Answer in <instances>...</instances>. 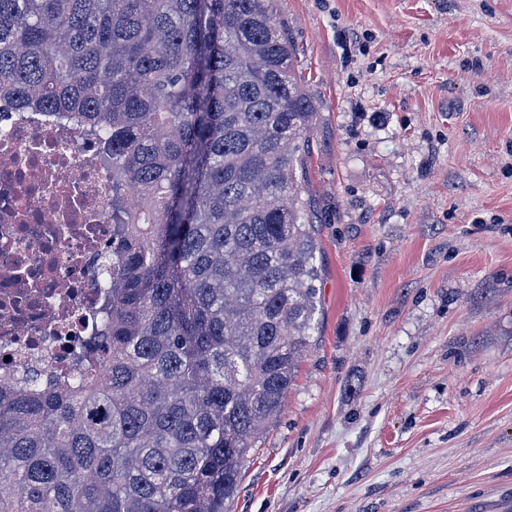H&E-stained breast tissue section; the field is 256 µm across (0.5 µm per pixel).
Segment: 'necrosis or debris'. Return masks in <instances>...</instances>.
Instances as JSON below:
<instances>
[{"mask_svg":"<svg viewBox=\"0 0 512 512\" xmlns=\"http://www.w3.org/2000/svg\"><path fill=\"white\" fill-rule=\"evenodd\" d=\"M105 142L76 119L0 99V381L69 373L110 301Z\"/></svg>","mask_w":512,"mask_h":512,"instance_id":"4bbe7bcc","label":"necrosis or debris"}]
</instances>
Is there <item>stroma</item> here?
Masks as SVG:
<instances>
[{"label": "stroma", "mask_w": 512, "mask_h": 512, "mask_svg": "<svg viewBox=\"0 0 512 512\" xmlns=\"http://www.w3.org/2000/svg\"><path fill=\"white\" fill-rule=\"evenodd\" d=\"M321 334L231 512L512 505V0H277Z\"/></svg>", "instance_id": "obj_1"}]
</instances>
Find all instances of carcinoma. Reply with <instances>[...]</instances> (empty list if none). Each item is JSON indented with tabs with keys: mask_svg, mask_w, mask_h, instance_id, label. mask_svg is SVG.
Here are the masks:
<instances>
[{
	"mask_svg": "<svg viewBox=\"0 0 512 512\" xmlns=\"http://www.w3.org/2000/svg\"><path fill=\"white\" fill-rule=\"evenodd\" d=\"M297 55L275 0H0V98L112 166V301L76 373L0 385V512H228L320 328Z\"/></svg>",
	"mask_w": 512,
	"mask_h": 512,
	"instance_id": "1",
	"label": "carcinoma"
}]
</instances>
